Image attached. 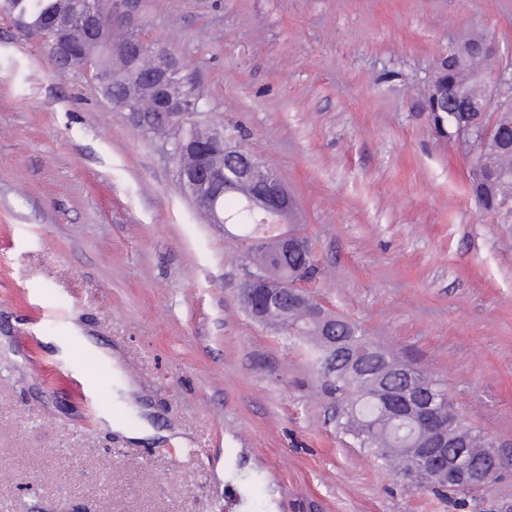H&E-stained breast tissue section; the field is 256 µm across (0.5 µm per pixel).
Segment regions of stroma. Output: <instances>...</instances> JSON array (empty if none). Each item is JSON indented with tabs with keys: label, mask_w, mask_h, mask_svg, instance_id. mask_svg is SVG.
Returning <instances> with one entry per match:
<instances>
[{
	"label": "stroma",
	"mask_w": 512,
	"mask_h": 512,
	"mask_svg": "<svg viewBox=\"0 0 512 512\" xmlns=\"http://www.w3.org/2000/svg\"><path fill=\"white\" fill-rule=\"evenodd\" d=\"M223 127L288 188L315 295L445 384L501 475L441 497L336 430L306 342L250 319L234 224L182 192L169 139L112 108L0 14V512H512V223L468 193L473 154L422 108L472 33L512 70V0H133ZM156 430L101 425L111 372ZM235 481L224 478L225 468Z\"/></svg>",
	"instance_id": "stroma-1"
}]
</instances>
